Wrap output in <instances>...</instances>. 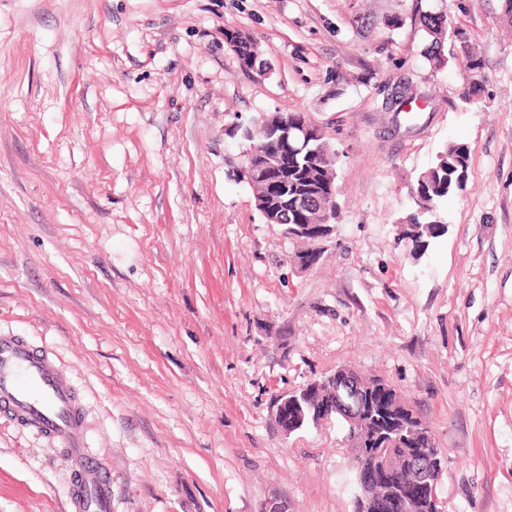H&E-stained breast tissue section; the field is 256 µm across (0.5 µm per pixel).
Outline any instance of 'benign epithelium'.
<instances>
[{"label": "benign epithelium", "instance_id": "benign-epithelium-1", "mask_svg": "<svg viewBox=\"0 0 512 512\" xmlns=\"http://www.w3.org/2000/svg\"><path fill=\"white\" fill-rule=\"evenodd\" d=\"M250 141L244 152L243 174L251 185L257 209L267 224L284 223V208L279 197L269 188L286 170L275 164L271 149L283 148L292 154L311 149L322 156L317 164L331 192L327 196L302 198L298 201L305 223L291 224L288 238L308 237L310 250L317 251V242L336 221V165L339 154L324 128L312 119L303 124L288 123L282 112L262 116L252 128L244 130ZM416 223L414 233L441 223L436 205L412 195ZM386 383L378 379L366 382L351 367H340L333 373L315 379L299 390L278 396L272 415L280 432L289 436L309 425L327 421H345L348 430L345 440L354 449L353 472L357 478L356 512H374L380 499L368 494L378 485L394 490L392 504L396 512H413L415 508H434L438 505L437 486L442 474V456L435 445L432 432L413 424L417 416L403 398H398L396 422L405 428L403 434L384 438L364 416V399L382 394Z\"/></svg>", "mask_w": 512, "mask_h": 512}]
</instances>
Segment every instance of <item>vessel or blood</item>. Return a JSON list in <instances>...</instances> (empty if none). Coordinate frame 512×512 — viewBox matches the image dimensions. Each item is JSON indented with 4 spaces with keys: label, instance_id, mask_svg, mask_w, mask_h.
I'll return each instance as SVG.
<instances>
[{
    "label": "vessel or blood",
    "instance_id": "1",
    "mask_svg": "<svg viewBox=\"0 0 512 512\" xmlns=\"http://www.w3.org/2000/svg\"><path fill=\"white\" fill-rule=\"evenodd\" d=\"M0 405L68 448L79 468L69 512H112L111 479L87 456L83 413L53 361L23 340L0 336Z\"/></svg>",
    "mask_w": 512,
    "mask_h": 512
}]
</instances>
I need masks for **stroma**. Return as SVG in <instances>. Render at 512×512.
<instances>
[{"mask_svg":"<svg viewBox=\"0 0 512 512\" xmlns=\"http://www.w3.org/2000/svg\"><path fill=\"white\" fill-rule=\"evenodd\" d=\"M433 5L483 59L422 57ZM272 64L246 72L225 29ZM427 100L392 130L401 82ZM296 109L340 154L318 262L265 223L243 127ZM469 148L444 233L401 237L438 151ZM48 351L112 512H355L339 423L274 399L349 366L430 428L443 512H512V23L501 0H0V334ZM69 453L0 413V512H64Z\"/></svg>","mask_w":512,"mask_h":512,"instance_id":"35a3bbf8","label":"stroma"}]
</instances>
